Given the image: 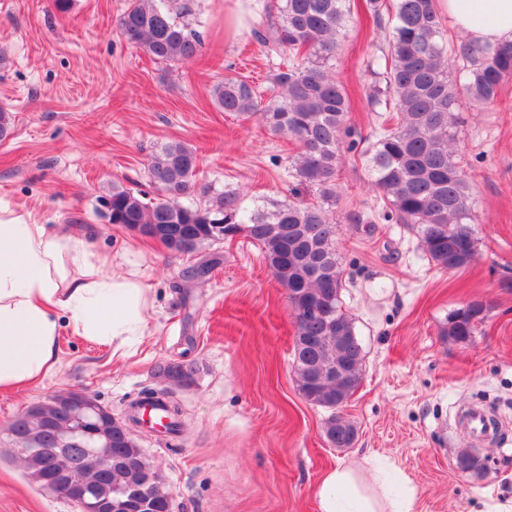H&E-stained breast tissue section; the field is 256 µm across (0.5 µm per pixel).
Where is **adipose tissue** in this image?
Returning <instances> with one entry per match:
<instances>
[{
  "label": "adipose tissue",
  "mask_w": 512,
  "mask_h": 512,
  "mask_svg": "<svg viewBox=\"0 0 512 512\" xmlns=\"http://www.w3.org/2000/svg\"><path fill=\"white\" fill-rule=\"evenodd\" d=\"M437 9L449 27L473 41H512V0H437ZM85 248L69 230L53 235L43 224L0 221V390L50 372L64 327L111 343L116 354L144 336L146 288L109 274L106 262L87 263ZM69 263L80 267L79 276H66ZM317 497L320 512H392L366 496L344 467L323 477Z\"/></svg>",
  "instance_id": "obj_1"
}]
</instances>
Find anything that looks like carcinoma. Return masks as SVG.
<instances>
[{
	"instance_id": "1",
	"label": "carcinoma",
	"mask_w": 512,
	"mask_h": 512,
	"mask_svg": "<svg viewBox=\"0 0 512 512\" xmlns=\"http://www.w3.org/2000/svg\"><path fill=\"white\" fill-rule=\"evenodd\" d=\"M376 27L385 31L387 50L366 62V70L381 86L369 95L371 106L397 114L382 120L375 141L360 150L351 136L347 116L349 95L336 77L337 35L352 13L354 0H273L252 31L256 43L275 54H288L276 64L267 94L249 82L226 77L213 87L216 105L239 117L258 116L271 131L298 145L291 177L319 191L321 203L297 196L251 208L238 189L214 191L197 183L198 156L181 142L160 148L148 165L152 194L114 185L99 201L112 204L109 223L135 226L169 251L192 253L219 239L243 236L256 243L275 280L296 307L327 301L333 321L296 320L293 364L300 390L311 403L330 411L325 435L334 447L350 442L336 436V402L345 403L359 387L363 349L336 341V323L356 335L353 318L342 307L345 288L336 249V175L344 153L355 154L374 178L377 192L372 212L387 223L404 224L415 232L423 254L434 265L451 270L469 266L477 240L471 216V175L457 159L460 130L455 106L460 90L476 102L498 99L512 79V41L498 45L465 42L448 47L436 0H393V12L383 19L385 0H365ZM189 0H128L117 21L125 41L161 63L191 61L202 49L200 33L191 27ZM391 27H386L385 21ZM195 196L187 204L183 198ZM485 319V306L474 301L448 316L445 335L464 342ZM349 361L345 382L313 383L312 364ZM169 384L193 381L190 364L171 363L161 370ZM161 394L168 430L183 427L178 402ZM112 489L138 484L165 509L171 505L164 478L147 480L153 464L143 449L123 445L121 434L131 430L127 419L110 421ZM53 471L79 473L86 461L79 456L52 459Z\"/></svg>"
}]
</instances>
